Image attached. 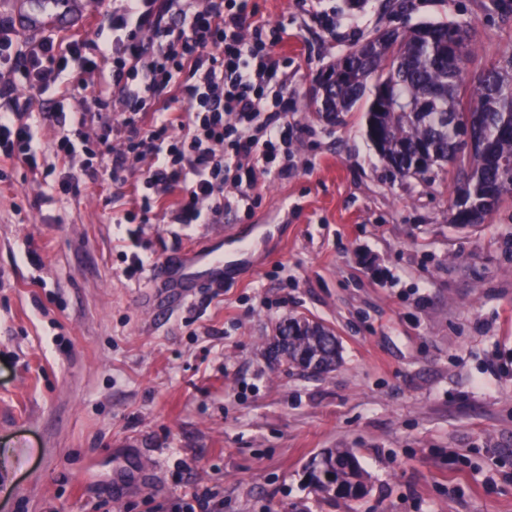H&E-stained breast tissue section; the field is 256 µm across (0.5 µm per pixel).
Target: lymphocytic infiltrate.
Returning a JSON list of instances; mask_svg holds the SVG:
<instances>
[{"label": "lymphocytic infiltrate", "mask_w": 512, "mask_h": 512, "mask_svg": "<svg viewBox=\"0 0 512 512\" xmlns=\"http://www.w3.org/2000/svg\"><path fill=\"white\" fill-rule=\"evenodd\" d=\"M252 0H111L92 36L48 35L16 43L0 24V157L38 173V131H53L61 161L53 188L76 193L97 182L102 168L119 178L130 157H147L137 211L123 223L146 220L166 206L177 224H217L224 188L248 200L255 184L252 160L287 175L294 131L288 110V60L275 47L277 28L254 21ZM98 75L97 88L87 78ZM179 84L183 112L162 102ZM52 102L33 117L18 88ZM88 91L87 107L66 112L65 98ZM156 113L144 124L145 113ZM119 121H112V114ZM97 128L96 147L84 129ZM84 156L74 168L76 156ZM175 201H168L170 193Z\"/></svg>", "instance_id": "obj_1"}]
</instances>
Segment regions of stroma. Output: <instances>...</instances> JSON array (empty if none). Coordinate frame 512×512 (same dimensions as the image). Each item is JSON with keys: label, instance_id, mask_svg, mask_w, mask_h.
I'll list each match as a JSON object with an SVG mask.
<instances>
[{"label": "stroma", "instance_id": "obj_1", "mask_svg": "<svg viewBox=\"0 0 512 512\" xmlns=\"http://www.w3.org/2000/svg\"><path fill=\"white\" fill-rule=\"evenodd\" d=\"M285 32L294 170L256 173L218 224L163 209L120 224L148 161L45 203L50 180L0 162V512H512V196L449 223L455 172L403 177L311 98L317 74L375 30L467 24L476 79L512 51L492 0H255ZM363 19L328 31L322 12ZM264 225L220 288L155 309L150 273ZM334 330L335 370L267 357L277 327ZM347 448L365 492L310 485Z\"/></svg>", "mask_w": 512, "mask_h": 512}]
</instances>
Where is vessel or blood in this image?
Segmentation results:
<instances>
[{
  "label": "vessel or blood",
  "mask_w": 512,
  "mask_h": 512,
  "mask_svg": "<svg viewBox=\"0 0 512 512\" xmlns=\"http://www.w3.org/2000/svg\"><path fill=\"white\" fill-rule=\"evenodd\" d=\"M77 7L74 0H68L64 8H57L54 0H42L38 9L21 4L17 18L20 30L42 28L62 30L69 28L74 20ZM245 239H238L234 250H225L223 244H216L206 251H188L163 261L155 270L165 287V306H172L187 297L193 288L202 285H222L224 270L232 263L236 254L245 249Z\"/></svg>",
  "instance_id": "vessel-or-blood-1"
}]
</instances>
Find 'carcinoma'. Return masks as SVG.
<instances>
[{
	"mask_svg": "<svg viewBox=\"0 0 512 512\" xmlns=\"http://www.w3.org/2000/svg\"><path fill=\"white\" fill-rule=\"evenodd\" d=\"M466 32L465 26L448 22L395 30L383 51L360 62L363 79L352 72V50L322 71L317 81L324 82L323 91L313 96L318 114L332 124L368 98V137L403 177L423 178L436 166H455L459 187L449 206L451 224L459 223L457 207L463 208L465 223L481 224L512 194V178L501 166L512 163V52L482 71L472 90L465 76L471 45L462 58L451 61L443 44V37ZM467 123L475 142L469 154L459 146L460 125ZM274 351L289 365L318 374L331 371L339 358L333 331L306 317L290 318L279 328ZM334 468L347 488L362 484L354 454L337 448L310 463L313 487L330 492L320 474Z\"/></svg>",
	"mask_w": 512,
	"mask_h": 512,
	"instance_id": "1",
	"label": "carcinoma"
}]
</instances>
